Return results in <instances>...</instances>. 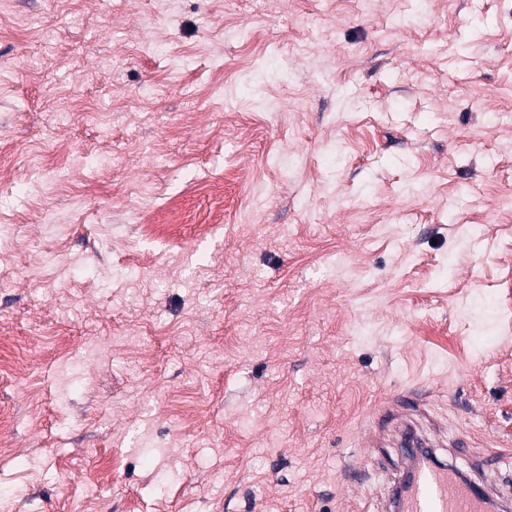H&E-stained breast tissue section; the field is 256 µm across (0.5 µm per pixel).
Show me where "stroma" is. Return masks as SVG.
<instances>
[{
  "mask_svg": "<svg viewBox=\"0 0 512 512\" xmlns=\"http://www.w3.org/2000/svg\"><path fill=\"white\" fill-rule=\"evenodd\" d=\"M0 169V512L512 496V0H0ZM412 394L413 391L410 389L402 390L392 398H389L377 411L384 408L387 410L385 418L390 421H398L406 416L408 412L416 410V403L409 401ZM392 500L395 512L491 511L489 502L459 482L453 470L433 462L415 465L406 486L400 491L394 488Z\"/></svg>",
  "mask_w": 512,
  "mask_h": 512,
  "instance_id": "stroma-1",
  "label": "stroma"
}]
</instances>
